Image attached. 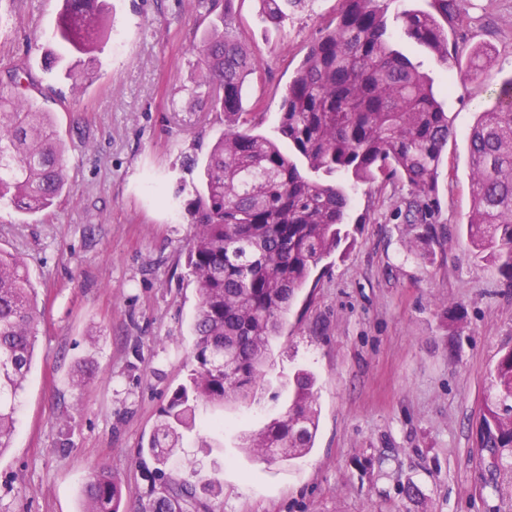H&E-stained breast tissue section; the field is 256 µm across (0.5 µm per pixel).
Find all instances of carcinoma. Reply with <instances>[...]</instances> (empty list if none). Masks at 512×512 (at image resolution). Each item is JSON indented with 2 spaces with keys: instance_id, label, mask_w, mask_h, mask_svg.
<instances>
[{
  "instance_id": "carcinoma-1",
  "label": "carcinoma",
  "mask_w": 512,
  "mask_h": 512,
  "mask_svg": "<svg viewBox=\"0 0 512 512\" xmlns=\"http://www.w3.org/2000/svg\"><path fill=\"white\" fill-rule=\"evenodd\" d=\"M224 0L203 36V98L224 113V131L202 161L196 220L187 266L199 295L187 382L158 414L148 449L165 464L192 428L198 403L222 408L254 401L299 291L341 241L350 205L347 188L379 177L407 183V211L425 225L410 251L426 256L433 238L421 201L432 200L438 168L454 128L433 80L395 48L380 0H342L336 23L314 42L292 77L276 136L248 127L242 87L259 64L242 42ZM264 21L279 28L308 0H259ZM457 0L396 14L403 35L445 64L444 23ZM106 0H62L54 38L70 53L92 56L103 34ZM445 22H440L439 18ZM91 61L62 68L74 90L89 81ZM20 76L0 87V200L24 215L49 211L67 191L65 147L44 111L21 92ZM288 144V151L281 144ZM474 205L469 243L512 287V78L495 91L468 135ZM37 292L18 254L0 251V451L11 447L19 404L32 369L40 314ZM313 377L294 376L284 412L246 438L261 459L293 460L312 447L318 421ZM481 447L490 479L512 474V348L491 372L482 414ZM86 512H123V487L111 470H97L85 487ZM196 498L187 479L167 480L142 512H177Z\"/></svg>"
}]
</instances>
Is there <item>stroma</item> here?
<instances>
[{
    "label": "stroma",
    "instance_id": "35a3bbf8",
    "mask_svg": "<svg viewBox=\"0 0 512 512\" xmlns=\"http://www.w3.org/2000/svg\"><path fill=\"white\" fill-rule=\"evenodd\" d=\"M341 0H312L282 28L258 0H232L236 28L260 64L242 109L274 136L288 84ZM209 0H108L93 80L72 93L50 65L61 0H0V83L52 112L66 145L70 195L51 217L0 202V251L24 256L38 294L37 356L20 393L17 433L0 453V512H83L89 475L125 485L124 512H142L156 484L140 465L168 395L184 383L198 292L186 265L195 190L224 130L194 93ZM446 68L401 37L399 49L434 81L455 135L439 168L427 258L407 252L422 230L405 219L401 181L360 184L336 251L314 269L275 340L256 401L201 407L172 475L215 479L195 512H512V476L486 484L478 448L489 372L512 347V287L470 246L467 136L493 91L512 77V0H459ZM489 68L460 77L469 53ZM89 371L82 388L73 374ZM311 373L319 422L311 450L262 461L242 436L288 403ZM223 417V430L210 428Z\"/></svg>",
    "mask_w": 512,
    "mask_h": 512
}]
</instances>
